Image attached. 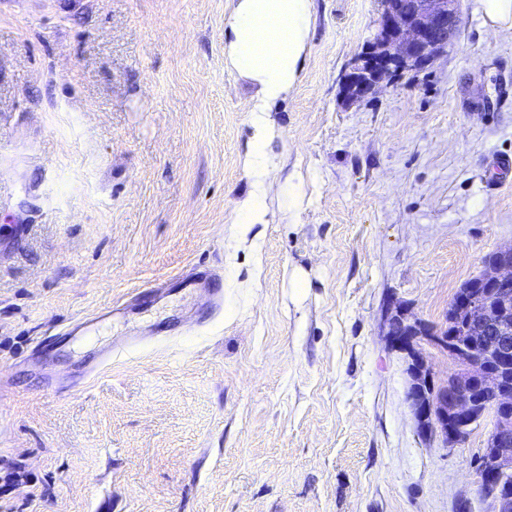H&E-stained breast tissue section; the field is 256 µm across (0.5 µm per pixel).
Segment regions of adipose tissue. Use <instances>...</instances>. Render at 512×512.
I'll return each instance as SVG.
<instances>
[{
    "label": "adipose tissue",
    "mask_w": 512,
    "mask_h": 512,
    "mask_svg": "<svg viewBox=\"0 0 512 512\" xmlns=\"http://www.w3.org/2000/svg\"><path fill=\"white\" fill-rule=\"evenodd\" d=\"M311 26V0H236L224 25L228 66L256 87L250 107V165L256 190L237 203L242 223L265 221L267 146L275 129L271 114L298 84Z\"/></svg>",
    "instance_id": "1"
}]
</instances>
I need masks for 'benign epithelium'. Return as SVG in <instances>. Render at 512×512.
I'll list each match as a JSON object with an SVG mask.
<instances>
[{
    "instance_id": "1",
    "label": "benign epithelium",
    "mask_w": 512,
    "mask_h": 512,
    "mask_svg": "<svg viewBox=\"0 0 512 512\" xmlns=\"http://www.w3.org/2000/svg\"><path fill=\"white\" fill-rule=\"evenodd\" d=\"M373 38L344 74L347 101L373 96L385 78L430 66L448 48L461 19L460 0H379ZM479 287H465L448 304V326L411 321L397 308L387 314L390 345L408 359L406 397L420 435L452 450L464 446L487 415L492 434L479 488L512 512V245L484 261ZM424 340L457 366L449 383L435 384L417 343Z\"/></svg>"
}]
</instances>
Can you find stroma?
<instances>
[{
    "label": "stroma",
    "instance_id": "obj_1",
    "mask_svg": "<svg viewBox=\"0 0 512 512\" xmlns=\"http://www.w3.org/2000/svg\"><path fill=\"white\" fill-rule=\"evenodd\" d=\"M475 6L350 104L378 0H312L246 229L234 0H0V512H494L490 421L419 436L385 321L444 323L512 243V30Z\"/></svg>",
    "mask_w": 512,
    "mask_h": 512
}]
</instances>
